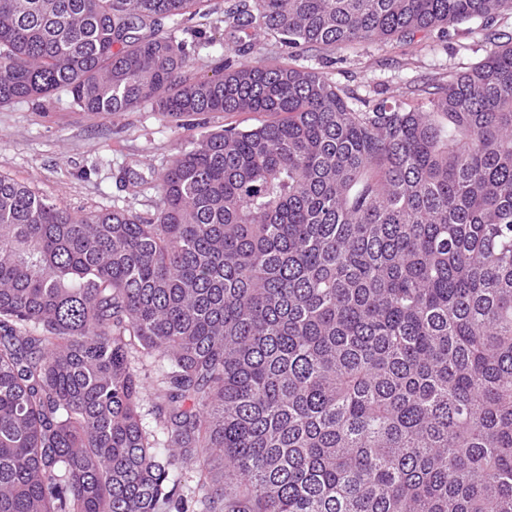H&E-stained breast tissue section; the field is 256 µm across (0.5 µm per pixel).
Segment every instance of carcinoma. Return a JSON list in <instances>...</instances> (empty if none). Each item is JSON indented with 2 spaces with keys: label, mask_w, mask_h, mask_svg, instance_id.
Segmentation results:
<instances>
[{
  "label": "carcinoma",
  "mask_w": 512,
  "mask_h": 512,
  "mask_svg": "<svg viewBox=\"0 0 512 512\" xmlns=\"http://www.w3.org/2000/svg\"><path fill=\"white\" fill-rule=\"evenodd\" d=\"M207 0H0V106L149 104L154 213L0 175V512H512V35L397 98L255 60ZM512 0H233L298 56ZM157 368L150 406L144 380ZM228 0H209L201 7L204 12H209L208 19L193 20L189 25L196 26V30H201V33L197 34V40L201 42L198 55H196L193 61L190 73L193 76H212L214 73L216 60L224 55L235 57L240 62L251 61L254 54H246L244 56H236L235 49L238 43H235L237 39H233L225 31L224 24V8L228 5ZM199 23H206L198 25ZM212 41V42H211ZM199 118H204L205 128H197L198 130H217L227 125L247 126L258 123L257 120L263 119L260 115L255 114H225L224 112H210Z\"/></svg>",
  "instance_id": "cac0c4a2"
}]
</instances>
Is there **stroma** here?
Returning a JSON list of instances; mask_svg holds the SVG:
<instances>
[{
  "label": "stroma",
  "instance_id": "stroma-1",
  "mask_svg": "<svg viewBox=\"0 0 512 512\" xmlns=\"http://www.w3.org/2000/svg\"><path fill=\"white\" fill-rule=\"evenodd\" d=\"M226 0H205L209 17L197 35L201 47L190 72L210 76L220 56L236 43L224 24ZM512 35V14L495 17L488 30L478 23L451 25L445 40L417 34L414 40H382L333 49L313 47L299 64L328 72L339 86L373 98L402 94L422 77L439 78L448 68L483 58L486 32ZM186 131L145 107L115 117L80 112L61 91L36 101L0 107V174L27 184L72 212L112 207L150 211L154 190L131 195L120 182L124 172L150 178L184 143Z\"/></svg>",
  "mask_w": 512,
  "mask_h": 512
}]
</instances>
